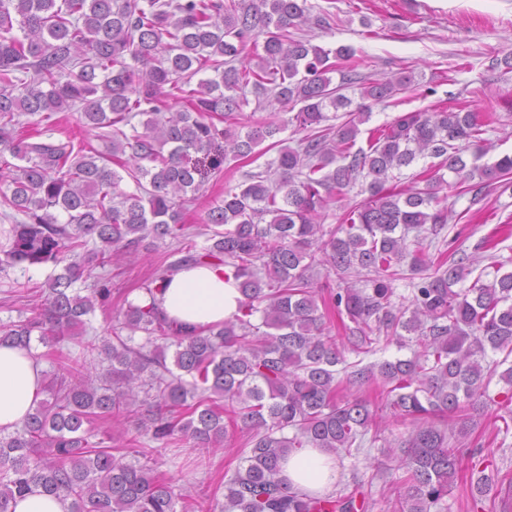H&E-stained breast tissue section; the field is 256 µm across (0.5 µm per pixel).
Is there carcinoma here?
<instances>
[{
	"mask_svg": "<svg viewBox=\"0 0 512 512\" xmlns=\"http://www.w3.org/2000/svg\"><path fill=\"white\" fill-rule=\"evenodd\" d=\"M310 9L308 0H0V217L10 222L0 272L63 265L29 316L0 325V344L65 340L111 295L101 278L87 295L74 285L148 237L178 239L185 255L158 270L147 292L211 260L244 297L239 315L197 336L129 301L112 342L79 340L65 374L44 387L47 398L0 436V512L34 492L67 500L68 512H180L141 438L210 448L239 433L221 512H371L377 480L394 512H447L466 470L475 512L503 492L495 475L467 463L481 453L469 437L486 410H500L504 433L512 429V270L495 260L492 280H471L473 261L439 247L452 212L447 190L476 174L487 187L512 175V155L475 164L500 116L461 102L406 112L356 147L371 112L364 103L347 110L343 90L359 81L361 99L384 101L414 87L415 75L359 78L351 48L295 37ZM198 74L185 106L171 111L168 100ZM248 87L257 102L249 114ZM270 98L294 116L257 118ZM73 110L88 130H103L106 151L13 135L22 116L38 125L44 112ZM292 124L294 147L279 138ZM266 140L277 156L208 210L203 223L224 230L196 249L181 224L199 190L190 154L218 152L211 165L220 176L227 156L254 162ZM425 157L437 163L387 186ZM361 178L368 197L345 223L321 224ZM400 280L409 281L406 296ZM391 346L411 356L364 362ZM96 353L106 366L89 379ZM495 377L507 386L499 400L488 392ZM343 383L376 386L409 426L380 448L397 466L351 489L300 493L281 476L291 452L356 457L382 440L379 406L340 396ZM124 415L136 431L129 447L92 441L93 420Z\"/></svg>",
	"mask_w": 512,
	"mask_h": 512,
	"instance_id": "carcinoma-1",
	"label": "carcinoma"
}]
</instances>
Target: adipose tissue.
<instances>
[{
    "instance_id": "obj_1",
    "label": "adipose tissue",
    "mask_w": 512,
    "mask_h": 512,
    "mask_svg": "<svg viewBox=\"0 0 512 512\" xmlns=\"http://www.w3.org/2000/svg\"><path fill=\"white\" fill-rule=\"evenodd\" d=\"M242 294L220 265L181 268L159 283L154 293L134 295L136 304L155 306L173 325L203 331L237 314ZM43 367L33 350L0 345V435L18 429L43 396ZM282 474L294 489L326 493L336 486L335 455L303 448L288 455Z\"/></svg>"
}]
</instances>
